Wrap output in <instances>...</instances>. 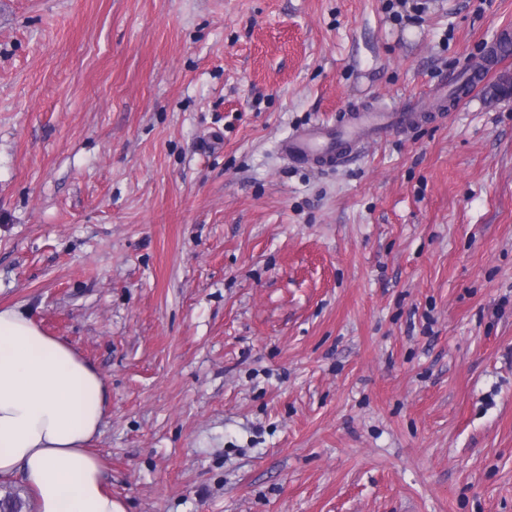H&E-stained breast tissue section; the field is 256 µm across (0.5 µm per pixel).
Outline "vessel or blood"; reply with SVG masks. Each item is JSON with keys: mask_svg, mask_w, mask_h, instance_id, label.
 <instances>
[{"mask_svg": "<svg viewBox=\"0 0 512 512\" xmlns=\"http://www.w3.org/2000/svg\"><path fill=\"white\" fill-rule=\"evenodd\" d=\"M404 112H358L333 126L313 125L283 138L279 149L294 160L315 159L328 166L343 162L349 148L409 121Z\"/></svg>", "mask_w": 512, "mask_h": 512, "instance_id": "obj_1", "label": "vessel or blood"}]
</instances>
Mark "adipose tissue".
<instances>
[{"instance_id":"1","label":"adipose tissue","mask_w":512,"mask_h":512,"mask_svg":"<svg viewBox=\"0 0 512 512\" xmlns=\"http://www.w3.org/2000/svg\"><path fill=\"white\" fill-rule=\"evenodd\" d=\"M103 377L24 311L0 308V482L23 477L34 512H126L92 445Z\"/></svg>"}]
</instances>
